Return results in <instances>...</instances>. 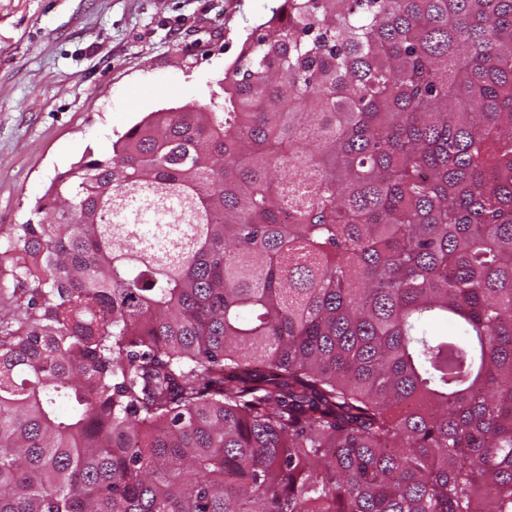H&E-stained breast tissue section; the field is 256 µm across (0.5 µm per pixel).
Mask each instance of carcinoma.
I'll use <instances>...</instances> for the list:
<instances>
[{
  "label": "carcinoma",
  "mask_w": 512,
  "mask_h": 512,
  "mask_svg": "<svg viewBox=\"0 0 512 512\" xmlns=\"http://www.w3.org/2000/svg\"><path fill=\"white\" fill-rule=\"evenodd\" d=\"M257 31L0 231V512H512V0Z\"/></svg>",
  "instance_id": "obj_1"
}]
</instances>
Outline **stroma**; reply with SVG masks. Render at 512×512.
Masks as SVG:
<instances>
[{"label": "stroma", "mask_w": 512, "mask_h": 512, "mask_svg": "<svg viewBox=\"0 0 512 512\" xmlns=\"http://www.w3.org/2000/svg\"><path fill=\"white\" fill-rule=\"evenodd\" d=\"M282 0H0V225L154 112L207 103Z\"/></svg>", "instance_id": "1"}]
</instances>
